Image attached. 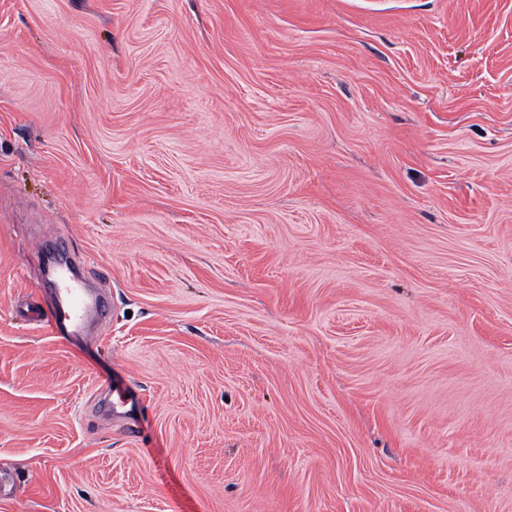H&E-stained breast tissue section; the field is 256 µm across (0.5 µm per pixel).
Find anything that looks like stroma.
I'll return each mask as SVG.
<instances>
[{
    "mask_svg": "<svg viewBox=\"0 0 512 512\" xmlns=\"http://www.w3.org/2000/svg\"><path fill=\"white\" fill-rule=\"evenodd\" d=\"M0 512H512V0H0ZM57 283L60 293L65 298L64 306L61 305L46 318L38 307H31L28 312L32 320L43 323L51 334L65 338H76L89 302L86 299L84 289L70 277L67 269L62 267L58 270Z\"/></svg>",
    "mask_w": 512,
    "mask_h": 512,
    "instance_id": "stroma-1",
    "label": "stroma"
}]
</instances>
